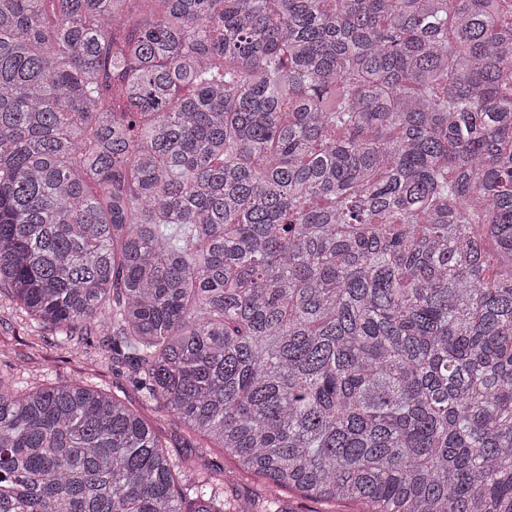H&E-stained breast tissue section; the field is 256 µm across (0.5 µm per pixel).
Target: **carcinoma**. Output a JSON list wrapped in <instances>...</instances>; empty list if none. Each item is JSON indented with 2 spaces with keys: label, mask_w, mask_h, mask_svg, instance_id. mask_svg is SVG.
Here are the masks:
<instances>
[{
  "label": "carcinoma",
  "mask_w": 512,
  "mask_h": 512,
  "mask_svg": "<svg viewBox=\"0 0 512 512\" xmlns=\"http://www.w3.org/2000/svg\"><path fill=\"white\" fill-rule=\"evenodd\" d=\"M0 0V292L278 489L512 512V0ZM0 359V512H234Z\"/></svg>",
  "instance_id": "1"
}]
</instances>
